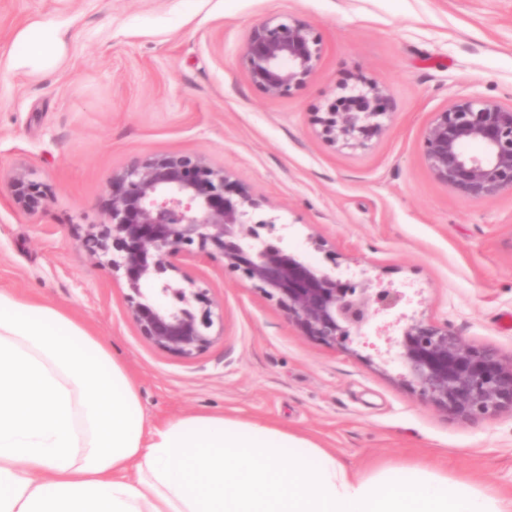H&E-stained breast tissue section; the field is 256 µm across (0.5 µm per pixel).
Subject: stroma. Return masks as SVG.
Masks as SVG:
<instances>
[{
	"instance_id": "35a3bbf8",
	"label": "stroma",
	"mask_w": 512,
	"mask_h": 512,
	"mask_svg": "<svg viewBox=\"0 0 512 512\" xmlns=\"http://www.w3.org/2000/svg\"><path fill=\"white\" fill-rule=\"evenodd\" d=\"M280 14L313 26L322 57L305 84L272 98L240 51ZM34 21L66 45L39 72L14 63ZM367 83L390 100L383 134L361 148L323 138L317 113ZM470 93L512 103V0H0V289L103 337L153 422L222 413L306 437L356 471L426 456L449 478L512 493V413L464 421L421 401L387 354L401 333L394 315L344 353L199 255L183 267L209 293L214 341L183 358L141 336L124 281L79 245L105 223L112 176L132 159L199 155L265 199L289 250L399 289V312L510 360L512 193L460 198L423 160L434 112ZM18 170L48 189L36 214L12 200Z\"/></svg>"
}]
</instances>
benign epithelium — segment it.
<instances>
[{"mask_svg": "<svg viewBox=\"0 0 512 512\" xmlns=\"http://www.w3.org/2000/svg\"><path fill=\"white\" fill-rule=\"evenodd\" d=\"M321 41L306 21L290 14L255 26L241 49L251 82L272 98L313 76ZM346 107L317 117L333 142L363 147L382 134L379 117L388 99L375 84L353 87ZM477 145L473 154L467 146ZM423 158L432 176L456 195L490 200L512 192V104L465 95L434 113L423 137ZM22 210L35 213L46 192L23 172L9 183ZM263 201L236 185L222 168L191 154L134 159L112 176L107 222L89 225L80 246L112 275L125 280L128 313L157 348L191 358L213 342L207 290L183 270L193 251L220 257L286 312L306 336L346 350L374 316L404 298L391 288H372L321 271L282 246L277 217L253 219ZM165 298L151 303L147 294ZM391 360L418 398L462 420L512 411V362L490 348L469 344L446 323L410 318L395 341Z\"/></svg>", "mask_w": 512, "mask_h": 512, "instance_id": "7a95c632", "label": "benign epithelium"}]
</instances>
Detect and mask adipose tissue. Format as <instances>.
I'll return each mask as SVG.
<instances>
[{
  "label": "adipose tissue",
  "instance_id": "1",
  "mask_svg": "<svg viewBox=\"0 0 512 512\" xmlns=\"http://www.w3.org/2000/svg\"><path fill=\"white\" fill-rule=\"evenodd\" d=\"M18 67L65 52L34 22ZM361 473L257 421L188 413L162 425L99 336L0 289V512H512V495L452 480L428 459Z\"/></svg>",
  "mask_w": 512,
  "mask_h": 512
}]
</instances>
